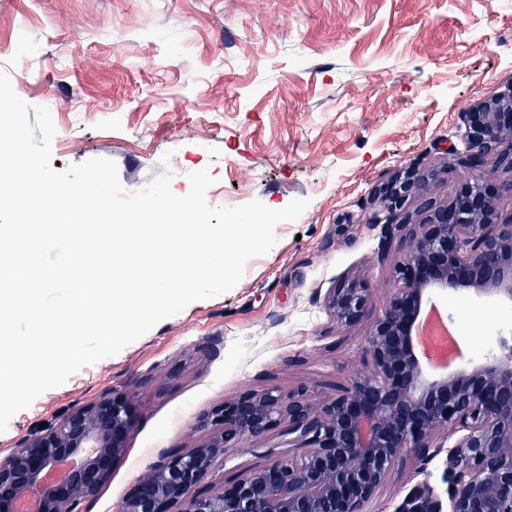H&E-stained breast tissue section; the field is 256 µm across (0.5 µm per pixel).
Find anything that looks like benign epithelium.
<instances>
[{"mask_svg":"<svg viewBox=\"0 0 512 512\" xmlns=\"http://www.w3.org/2000/svg\"><path fill=\"white\" fill-rule=\"evenodd\" d=\"M461 119L460 163L512 171V91L477 100ZM437 177L407 171L370 200L367 223L384 225L385 244H404L394 268L399 287L365 336L373 372L321 399L305 387L286 396L268 388L215 406L198 421L208 438L186 454H162L120 512H172L176 505L178 512H365L404 452L424 461L450 431L459 434L443 473L450 512H512V336L483 361L434 376L418 337L433 292L512 303V218L499 212L512 181L465 182L442 202L426 190ZM372 304L371 289L356 279L337 281L323 296L338 330L362 321ZM134 422L130 393L114 390L30 434L0 458V512H17L27 494L37 497V512H75L111 478ZM278 427L291 436L292 454L271 456L217 490L203 485L227 450ZM398 512H442V505L423 484Z\"/></svg>","mask_w":512,"mask_h":512,"instance_id":"7a95c632","label":"benign epithelium"}]
</instances>
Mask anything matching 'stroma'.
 Returning a JSON list of instances; mask_svg holds the SVG:
<instances>
[{"label":"stroma","instance_id":"stroma-1","mask_svg":"<svg viewBox=\"0 0 512 512\" xmlns=\"http://www.w3.org/2000/svg\"><path fill=\"white\" fill-rule=\"evenodd\" d=\"M0 68L20 98L49 109L54 170L108 158L125 190L167 171L183 196L189 173L204 169L213 206L309 202L298 220L276 225V245L247 262L231 291L83 367L0 433L2 457L40 424L129 391L136 423L125 454L79 512H117L160 452L204 440L197 421L216 405L270 387L305 386L320 398L371 372L370 319L337 331L322 297L344 277L372 288L374 309L393 294L399 245L381 249V228L366 219L373 190L397 171L441 170L430 190L442 199L466 181L512 179L458 158L461 112L512 91V0H0ZM340 224L354 225L353 240L337 236ZM435 301L472 361L512 331L510 304L453 292ZM479 316L493 319L480 344L471 330ZM288 449L275 429L228 450L206 483L220 488ZM447 455H403L366 512H397L423 483L447 500Z\"/></svg>","mask_w":512,"mask_h":512}]
</instances>
